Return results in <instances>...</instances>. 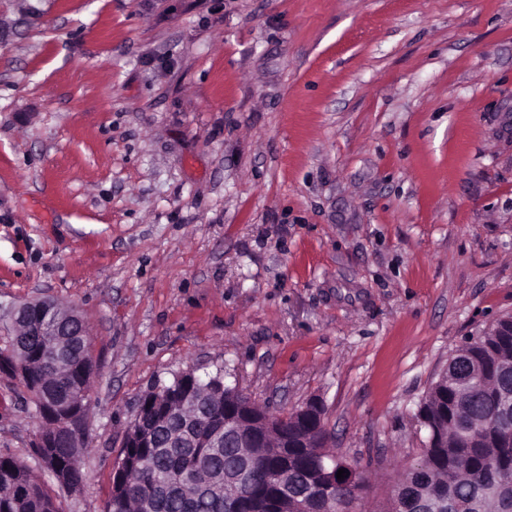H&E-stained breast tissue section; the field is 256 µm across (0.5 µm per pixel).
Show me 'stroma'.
Here are the masks:
<instances>
[{"mask_svg":"<svg viewBox=\"0 0 512 512\" xmlns=\"http://www.w3.org/2000/svg\"><path fill=\"white\" fill-rule=\"evenodd\" d=\"M97 361L104 512L140 397L192 370L320 401L379 512L465 337L512 314V0H0V307ZM0 377V453L45 469Z\"/></svg>","mask_w":512,"mask_h":512,"instance_id":"1","label":"stroma"}]
</instances>
